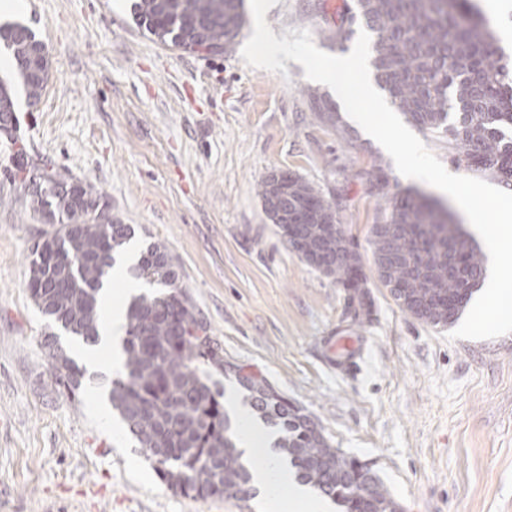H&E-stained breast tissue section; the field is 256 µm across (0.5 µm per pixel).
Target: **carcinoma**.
<instances>
[{"mask_svg":"<svg viewBox=\"0 0 512 512\" xmlns=\"http://www.w3.org/2000/svg\"><path fill=\"white\" fill-rule=\"evenodd\" d=\"M243 0H139L135 13L140 26L160 43L179 48L203 45L227 52L242 29ZM342 22L359 23L375 37L372 51L375 78L397 111L422 132L443 135L457 166L487 173L512 186V76L501 63L504 52L494 49L488 22L470 0H353ZM0 42L13 56L26 96L39 102L49 79L30 73L28 59L44 48L25 26H0ZM319 119L339 128L337 108L317 97ZM28 195L34 210L47 218L52 231L34 245L27 288L38 306L47 305L75 325L88 342L97 338L98 290L115 263V253L135 234L131 224L115 220L101 224L96 214L112 213L105 195L83 181H65L42 174ZM284 188L288 209L315 205L328 211L325 224L336 221L332 204L309 183L289 170H274L260 183L268 205ZM80 226L71 230V221ZM397 228L390 243L369 235L371 254L388 247L401 257L380 284L393 291L410 289L423 303L439 295H457L468 280L479 284L484 255L458 226L452 214L426 194L407 189L393 196L377 218ZM434 236L448 229V239L460 244L465 265L456 278L448 276V256L425 248V272H413L420 261L409 250L408 234L415 229ZM355 264L335 267L333 277L343 288L354 286L361 256L348 241ZM136 275L165 288L158 294L132 297L126 309L124 374L111 381L109 400L138 445L153 458L168 487L196 497L242 499L251 475L241 461L237 432L232 428L201 367L216 366L232 373L249 392L252 408L279 434L281 449L297 469L300 480L333 498L344 512H402L379 474L370 469L371 490L362 491L365 467L333 447L321 425L288 402L263 377L247 374L224 361V351L210 336L207 321L179 281L164 244L153 241L141 254ZM368 292L349 295L347 313L363 322ZM57 381L71 392L81 386L83 371L68 356L56 360Z\"/></svg>","mask_w":512,"mask_h":512,"instance_id":"1","label":"carcinoma"}]
</instances>
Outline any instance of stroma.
Instances as JSON below:
<instances>
[{"label":"stroma","mask_w":512,"mask_h":512,"mask_svg":"<svg viewBox=\"0 0 512 512\" xmlns=\"http://www.w3.org/2000/svg\"><path fill=\"white\" fill-rule=\"evenodd\" d=\"M133 3L40 0L0 13V24L31 29L50 61L33 105L0 46L16 122L14 139L0 135V512H257L174 492L128 429L93 414L88 387L56 384L47 321L26 287L47 224L13 176L19 154L28 175L94 184L139 246L164 244L225 360L265 376L333 447L369 463L404 512H512V333L450 339L372 277L370 227L411 180L352 119L321 122L314 97L337 96L302 65H246L249 29L230 52L189 53L157 43ZM344 4L277 0L265 20L276 38L306 29L336 56L360 31L332 27ZM377 167L387 184L372 194ZM279 169L333 203L353 238L371 299L362 325L346 316V289L268 220L259 185ZM343 336L363 339L348 373L330 363Z\"/></svg>","instance_id":"obj_1"}]
</instances>
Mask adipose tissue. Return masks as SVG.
Here are the masks:
<instances>
[{"label":"adipose tissue","instance_id":"1","mask_svg":"<svg viewBox=\"0 0 512 512\" xmlns=\"http://www.w3.org/2000/svg\"><path fill=\"white\" fill-rule=\"evenodd\" d=\"M112 276L121 282L123 292L114 294L108 285L101 288L97 343H80L75 347L91 376L120 370L126 326L125 301L141 288L140 281L129 273L127 263L115 265ZM224 402L240 435V451L245 459L256 463L251 472V485L258 492L262 512H333L332 502L302 483L286 457L276 449L275 430L241 406L234 392H225Z\"/></svg>","mask_w":512,"mask_h":512}]
</instances>
